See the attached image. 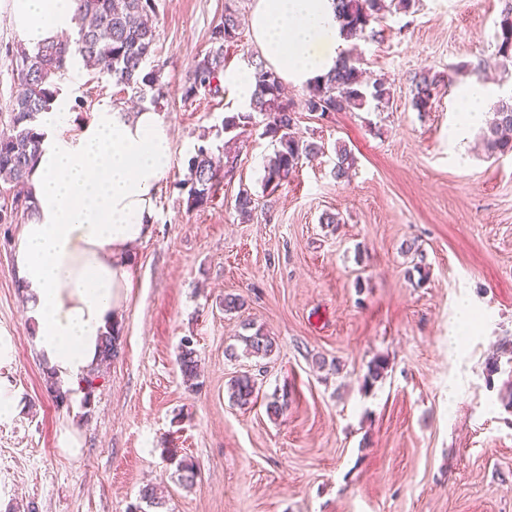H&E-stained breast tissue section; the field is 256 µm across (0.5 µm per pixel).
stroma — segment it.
<instances>
[{
  "mask_svg": "<svg viewBox=\"0 0 512 512\" xmlns=\"http://www.w3.org/2000/svg\"><path fill=\"white\" fill-rule=\"evenodd\" d=\"M155 3L145 67L161 72L172 163L134 262L123 350L89 408L58 407L45 390L13 261L26 219L0 224V330L26 403L0 424V512H127L149 483L164 505L145 512H512V155L487 156L459 108L465 67L490 54L504 0H419L377 23L356 49L390 82L387 111L299 113L302 139L325 150L273 193L263 167L274 147L246 137L202 208L183 182L199 145L227 141L230 95L187 100L183 88L225 7L246 22L254 0ZM19 41L0 0V132ZM423 69L441 82L422 115L410 102ZM60 86L80 119L103 104L135 110L106 73L83 68ZM338 143L358 159L345 181L331 175ZM243 188L258 202L247 219L235 209ZM326 213L340 223H321ZM420 259L422 282L410 275ZM228 294L244 306L225 311ZM247 323L277 348L257 403L240 408L227 383L253 361L224 350ZM186 336L201 370L193 390L176 362ZM378 357L388 368L366 384ZM68 423L83 439L75 458L57 449ZM168 448L195 462L193 486L180 485Z\"/></svg>",
  "mask_w": 512,
  "mask_h": 512,
  "instance_id": "1",
  "label": "stroma"
}]
</instances>
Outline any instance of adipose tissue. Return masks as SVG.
<instances>
[{"instance_id": "obj_1", "label": "adipose tissue", "mask_w": 512, "mask_h": 512, "mask_svg": "<svg viewBox=\"0 0 512 512\" xmlns=\"http://www.w3.org/2000/svg\"><path fill=\"white\" fill-rule=\"evenodd\" d=\"M9 2V19L30 45L68 30L76 10V0ZM249 25L261 56L295 85L330 72L347 46L332 0H255ZM38 130L42 153L30 177L36 215L21 228L14 263L38 356L77 409L102 338L127 305L137 250L169 171L171 134L150 108L127 117L103 104L75 122L61 95L40 114ZM14 356L11 337L1 335L0 423L22 411L3 374Z\"/></svg>"}]
</instances>
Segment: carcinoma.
Wrapping results in <instances>:
<instances>
[{"label": "carcinoma", "mask_w": 512, "mask_h": 512, "mask_svg": "<svg viewBox=\"0 0 512 512\" xmlns=\"http://www.w3.org/2000/svg\"><path fill=\"white\" fill-rule=\"evenodd\" d=\"M74 23L78 26L73 40H51L33 48L19 43L13 51L15 62L27 64L26 71L17 73L19 91L14 97L9 113L11 131L0 134V178L16 189L12 209H22L26 219L35 215V206L29 186V177L39 156L42 137L36 131L39 114L50 109L59 94V82L67 71L69 58L81 57L88 69H112L116 82L134 90L147 86L157 92L153 104L162 97L161 71H145L144 62L151 54L155 41L152 15L155 0H76ZM336 21L341 34L350 40L372 38L376 35L373 24L385 14H408L416 0H334ZM241 18L236 9L228 5L224 21L210 33V48L190 71L184 86V97L191 99L205 90L217 94L221 89L220 76L226 67L225 45L239 35ZM494 52L473 67L475 74L488 68L512 67V0H506L495 22ZM362 60L350 55L336 61V68L306 84L305 93L296 104L284 99L279 74L264 60L251 61V78L254 90L249 110L224 117V131L232 132L255 126L256 118H263L262 135L275 142L274 156L264 169V186L277 188L296 171L305 157L323 153L324 145L295 136L294 126L298 110L318 112H353L374 104L377 111L387 107L391 100V83L377 79L371 83L364 79ZM439 76L423 69L412 78L411 107L419 112L431 108ZM481 140L491 155L512 154V97L496 105L493 118L487 123ZM357 158L343 144L336 145L333 177L342 181L356 167ZM224 173L216 165L211 150L204 145L197 147L189 161L187 185L188 202L193 207L208 204ZM238 212L249 217L256 209V199L242 189L235 199ZM244 353L257 359L269 358L276 349L273 337L258 329L250 335L239 337ZM120 351V336L113 330L104 336L101 350L102 363L112 362ZM177 364L187 387L198 386L199 360L191 341L182 344ZM232 404L245 407L257 402L258 382L251 371L235 375L228 383ZM177 471L180 483L193 486L197 477L196 465L187 457L179 460Z\"/></svg>", "instance_id": "1"}]
</instances>
